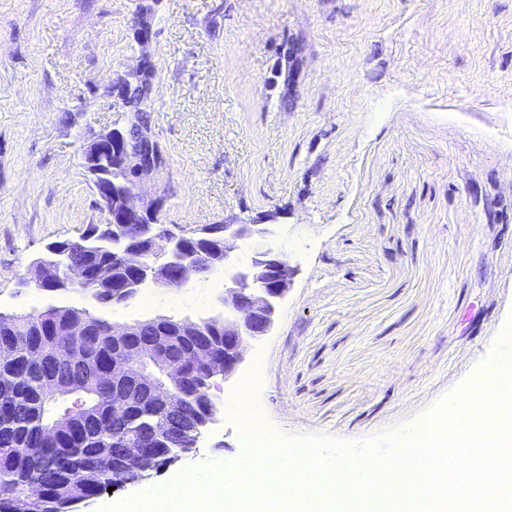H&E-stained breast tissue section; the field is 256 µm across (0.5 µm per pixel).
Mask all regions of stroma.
I'll list each match as a JSON object with an SVG mask.
<instances>
[{
    "instance_id": "stroma-1",
    "label": "stroma",
    "mask_w": 512,
    "mask_h": 512,
    "mask_svg": "<svg viewBox=\"0 0 512 512\" xmlns=\"http://www.w3.org/2000/svg\"><path fill=\"white\" fill-rule=\"evenodd\" d=\"M0 0V312L47 303L114 323L223 313L224 274L126 305L23 287L48 244L105 213L81 148L126 122L109 78L155 72L166 164L137 190L163 224H264L298 269L195 452L84 512L238 460L232 402L284 438L364 442L475 381L512 317V0ZM159 0H136L135 4V25L136 38L140 43L147 42L152 34V17L155 5Z\"/></svg>"
}]
</instances>
